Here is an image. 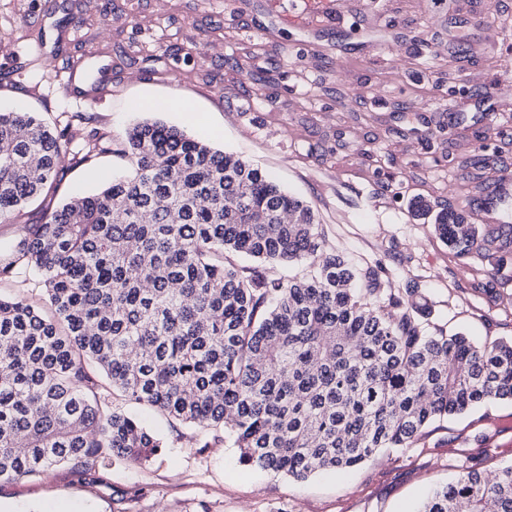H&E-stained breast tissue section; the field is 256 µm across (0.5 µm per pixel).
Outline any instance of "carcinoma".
I'll return each mask as SVG.
<instances>
[{
  "instance_id": "cac0c4a2",
  "label": "carcinoma",
  "mask_w": 512,
  "mask_h": 512,
  "mask_svg": "<svg viewBox=\"0 0 512 512\" xmlns=\"http://www.w3.org/2000/svg\"><path fill=\"white\" fill-rule=\"evenodd\" d=\"M117 154L131 168L46 211L0 254L45 307L0 298V482L164 442L117 402L224 433L239 462L304 480L409 448L432 421L512 402V341L478 346L430 320L382 264L326 246L313 208L262 170L160 121L120 141L0 112V217L57 190L58 166ZM452 258L491 285L512 236L422 199ZM295 266L282 277L278 266ZM421 512H512V464L470 463Z\"/></svg>"
}]
</instances>
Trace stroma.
I'll return each instance as SVG.
<instances>
[{"label": "stroma", "mask_w": 512, "mask_h": 512, "mask_svg": "<svg viewBox=\"0 0 512 512\" xmlns=\"http://www.w3.org/2000/svg\"><path fill=\"white\" fill-rule=\"evenodd\" d=\"M293 0H0V111L114 140L160 120L269 173L318 215L353 265L382 263L419 288L433 321L476 342L512 338V302L478 288L410 204L476 209L512 173V0H344L325 25L290 23ZM491 16L492 27L478 23ZM72 92H59L62 82ZM95 89V101L83 97ZM152 99L153 108L138 104ZM497 163L483 169L477 136ZM105 155L63 162L52 203L122 173ZM126 412L162 438L143 463L60 466L0 482V512H418L461 462H512V403L489 401L426 427L349 473L296 481L240 464L231 443L152 408Z\"/></svg>", "instance_id": "1"}]
</instances>
